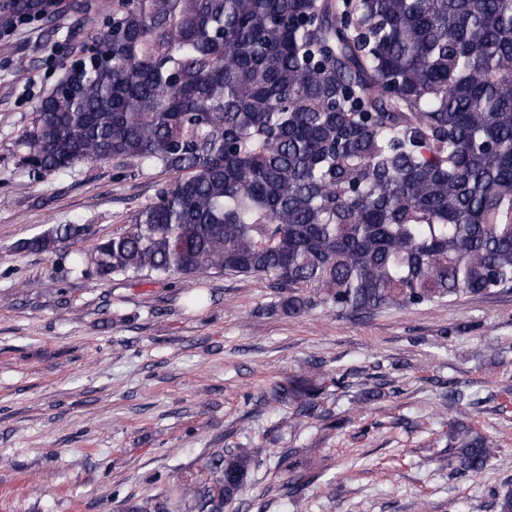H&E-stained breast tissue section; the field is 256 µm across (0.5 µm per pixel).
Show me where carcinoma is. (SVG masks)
Wrapping results in <instances>:
<instances>
[{
  "instance_id": "carcinoma-1",
  "label": "carcinoma",
  "mask_w": 512,
  "mask_h": 512,
  "mask_svg": "<svg viewBox=\"0 0 512 512\" xmlns=\"http://www.w3.org/2000/svg\"><path fill=\"white\" fill-rule=\"evenodd\" d=\"M61 12L98 52L22 135L36 172L112 157L174 175L87 275L256 277L290 316L512 288V0H0V25ZM321 393L279 384L298 406L279 426ZM448 447L474 475L498 453L463 424ZM261 454L211 448L130 512H224Z\"/></svg>"
}]
</instances>
